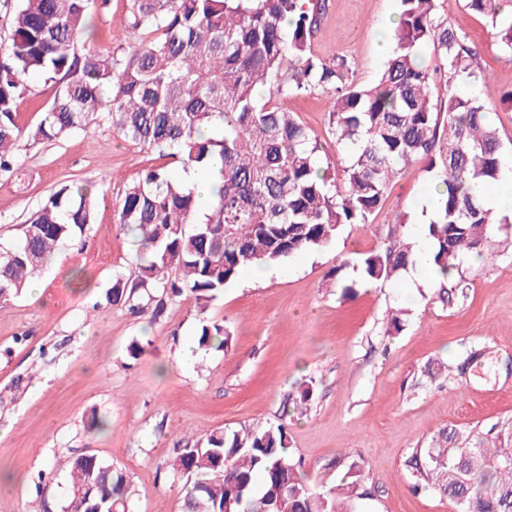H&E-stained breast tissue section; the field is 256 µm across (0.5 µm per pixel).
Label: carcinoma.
Here are the masks:
<instances>
[{"mask_svg":"<svg viewBox=\"0 0 512 512\" xmlns=\"http://www.w3.org/2000/svg\"><path fill=\"white\" fill-rule=\"evenodd\" d=\"M89 0H0L12 11L0 45V173L13 171L22 130L17 104L27 79L55 88L28 133L55 141L106 122L125 140L176 159L187 171L220 179L204 218L181 180L153 169L115 204L116 223L135 233L142 254L132 278L113 279L112 303L133 314L163 313L192 296L200 312L253 266L278 265L331 246L347 224L380 211L400 167L428 160L433 215L426 237L441 279L437 299L466 297L462 268L483 256L501 220L472 193L502 180L509 159L480 96L465 89L482 73L466 34L448 26L438 0H399L384 69L355 85L347 58L311 50L325 0H129L125 28L139 35L115 50L81 45ZM482 16L493 46L512 61V0H465ZM332 94L329 134L336 157L315 133L278 106V97ZM218 133L204 136L203 129ZM92 192L54 190L23 226L0 241V308L24 292L58 244L93 222ZM408 215L383 246L355 259L363 284L398 280L415 265ZM175 270L178 277L171 278ZM224 347V325L202 324L198 345ZM512 432L448 435L409 461L415 487L430 481L458 512H512ZM172 471L190 488L182 512H355L367 497L362 462L343 454L320 488L299 474L285 427L214 431L177 452ZM70 512H128L124 473L94 454L75 459Z\"/></svg>","mask_w":512,"mask_h":512,"instance_id":"cac0c4a2","label":"carcinoma"}]
</instances>
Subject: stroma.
<instances>
[{
    "instance_id": "35a3bbf8",
    "label": "stroma",
    "mask_w": 512,
    "mask_h": 512,
    "mask_svg": "<svg viewBox=\"0 0 512 512\" xmlns=\"http://www.w3.org/2000/svg\"><path fill=\"white\" fill-rule=\"evenodd\" d=\"M449 25L468 34L485 75L477 92L512 152V62L492 44L483 17L464 0H441ZM129 0H91L95 47H112ZM398 0H326L311 39L326 60L353 61L366 85L383 69L380 49ZM16 121L35 127L54 88L29 77ZM281 107L320 138L328 136L330 97L280 98ZM18 172L0 176V238L10 240L63 184L94 190L95 220L59 246L36 272L40 293L25 292L0 310V512H67L72 460L94 454L121 469L132 512H180L186 480L170 463L179 447L205 434L285 426L300 472L317 482L339 455L361 458L371 496L360 512H456L436 489L416 493L409 460L416 449L444 448L449 432L512 430V251L497 246L466 265L467 296L448 308L435 289L412 298L407 279L357 288L342 297L330 273L342 259L379 249L395 215L423 218L418 202L431 180L424 160L401 167L383 208L344 226L336 243L291 257L270 276L227 285L207 311L189 296L158 320L107 299L115 275L136 268L134 236L115 222L113 203L149 169L175 170L172 158L126 141L109 124L59 141L21 138ZM405 326L390 338L394 309ZM223 324L227 347L199 348L201 318ZM487 347L484 378L457 369L471 347ZM310 388L300 404L302 388ZM99 418L101 428L91 427Z\"/></svg>"
}]
</instances>
